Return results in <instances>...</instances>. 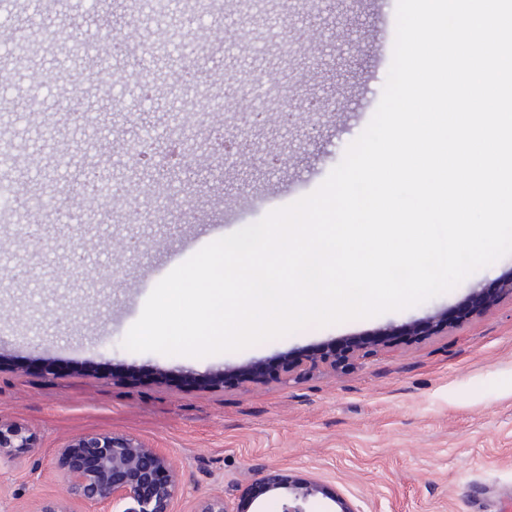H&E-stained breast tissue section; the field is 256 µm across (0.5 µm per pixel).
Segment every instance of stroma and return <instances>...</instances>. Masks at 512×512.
I'll return each instance as SVG.
<instances>
[{
  "label": "stroma",
  "mask_w": 512,
  "mask_h": 512,
  "mask_svg": "<svg viewBox=\"0 0 512 512\" xmlns=\"http://www.w3.org/2000/svg\"><path fill=\"white\" fill-rule=\"evenodd\" d=\"M396 6L360 0L348 13L297 14L289 32L337 22L345 40L322 51L297 41L286 58L247 0H224L223 16L195 24L220 33L232 20L253 64L216 61L202 42L196 81L181 83L182 50L138 0H43L44 22L66 38L21 68L20 93L28 95L36 76L57 64L71 75L39 111L22 119L0 112V140L10 147L0 178L18 192L41 183L79 219L65 224L53 216L30 228L0 215V251L10 258L0 270V424L22 425L35 437L33 448L0 462V512H39L47 502L89 512L68 497L57 450L96 433L128 435L173 457L180 474L174 512H194L199 499L223 491L242 494L268 467L325 486L307 512H339L342 500L357 512H472L476 497L485 512H499L512 501V292L500 287L512 276V254L416 306L310 326L239 351L167 356L123 346L154 286L189 259L185 238L197 236L203 247L256 223L312 193L342 160L381 100ZM113 36L128 49L107 64L72 54L74 43L104 45ZM377 36L380 53L372 46ZM145 41L157 51L142 63L135 49ZM271 68L281 82L268 98L264 131L245 136L223 113L203 111V99L263 84ZM330 95L336 105L320 113L315 138L306 137L300 118L281 129V112ZM175 98L183 106L176 119L169 109ZM61 101L99 114L97 147L83 143ZM178 126L191 133L190 168L158 180L127 147L141 128L166 138ZM220 133L245 138L273 165L252 172L226 162ZM89 168L142 191L114 202L111 220H103L81 196ZM435 315L440 326L418 333ZM351 341L369 354L346 369L257 375L262 365Z\"/></svg>",
  "instance_id": "35a3bbf8"
}]
</instances>
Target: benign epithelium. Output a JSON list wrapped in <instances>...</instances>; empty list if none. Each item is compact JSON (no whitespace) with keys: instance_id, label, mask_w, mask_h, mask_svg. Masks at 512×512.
<instances>
[{"instance_id":"1","label":"benign epithelium","mask_w":512,"mask_h":512,"mask_svg":"<svg viewBox=\"0 0 512 512\" xmlns=\"http://www.w3.org/2000/svg\"><path fill=\"white\" fill-rule=\"evenodd\" d=\"M301 0H281L279 21L269 27L278 31L283 47H288V31L283 21L297 13ZM237 127L261 128L266 121H257L256 112L246 107L231 115ZM226 155L250 165L252 156L241 142H221ZM171 146L154 145L140 153L146 166H156L162 154L171 157ZM27 224L44 223L45 211L33 197L23 192L16 195ZM33 437L27 430L11 425L0 426V459L10 457L22 448H30ZM58 466L66 479V492L72 499L90 507H112V512H173L177 497L178 470L172 457L159 448H151L139 440L117 434H88L70 441L61 448ZM278 490L285 491L282 512H307L308 499L323 492V486L310 481L296 483L277 468H266L257 483L245 493L227 497L222 493L201 499L195 512H245L255 498Z\"/></svg>"}]
</instances>
